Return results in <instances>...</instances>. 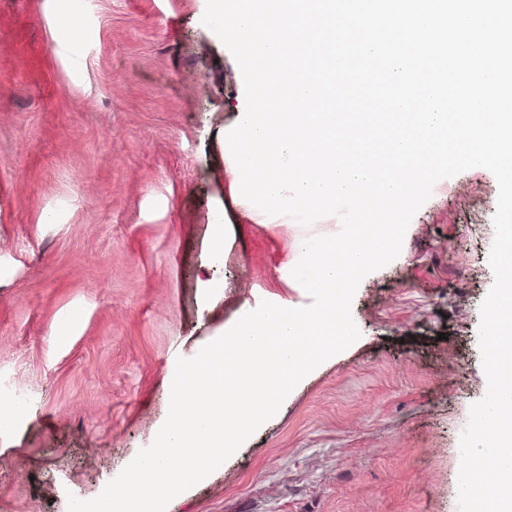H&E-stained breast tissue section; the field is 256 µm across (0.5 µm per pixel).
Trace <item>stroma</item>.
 Segmentation results:
<instances>
[{
    "instance_id": "35a3bbf8",
    "label": "stroma",
    "mask_w": 512,
    "mask_h": 512,
    "mask_svg": "<svg viewBox=\"0 0 512 512\" xmlns=\"http://www.w3.org/2000/svg\"><path fill=\"white\" fill-rule=\"evenodd\" d=\"M205 10L0 0V404L24 409L0 428V512L98 497L165 422L178 358L261 302H312L300 243L340 222L242 200L226 135L243 77ZM71 11L83 28L54 40ZM497 197L484 168L436 182L356 289L360 338L167 512H459Z\"/></svg>"
}]
</instances>
